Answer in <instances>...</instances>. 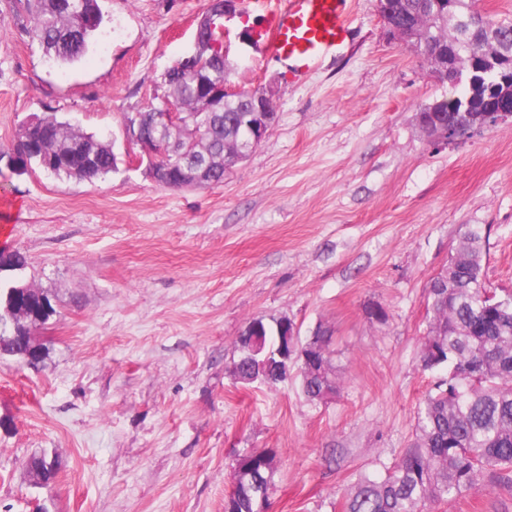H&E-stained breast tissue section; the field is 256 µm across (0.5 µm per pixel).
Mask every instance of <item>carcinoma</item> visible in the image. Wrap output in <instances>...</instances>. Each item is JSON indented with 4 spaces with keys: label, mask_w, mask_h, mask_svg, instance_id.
I'll return each mask as SVG.
<instances>
[{
    "label": "carcinoma",
    "mask_w": 512,
    "mask_h": 512,
    "mask_svg": "<svg viewBox=\"0 0 512 512\" xmlns=\"http://www.w3.org/2000/svg\"><path fill=\"white\" fill-rule=\"evenodd\" d=\"M398 10L400 38L435 55L457 46L465 67L478 56L512 55V31L473 9V0H456L453 14L463 23L439 22L434 0H393ZM30 22L24 33L55 62L68 64L86 52L89 40L103 22L98 0H26ZM453 34H448V31ZM470 94L460 89L454 98H443L419 107L422 117L445 123ZM206 96L190 70L170 80L166 102L179 112L204 111ZM204 133L209 140L210 169L215 184L224 182V159L237 155L247 136V113L239 95H229L225 111L215 112ZM188 136L176 124L163 132L161 142H177L186 153ZM6 169L25 174L39 167L58 177L92 180L116 169L117 156L110 143L73 128L55 116H44L26 125L0 161ZM148 166L164 170L160 185L183 187V169L173 164L168 149L160 148ZM483 237L470 228L448 257V279L433 277L428 286L431 313L420 342L423 369L443 376L419 404L413 439L399 461L383 478L362 474L342 496V512H426L431 504L462 496L479 481L492 478L512 484V292L501 294L483 278ZM28 260L11 265V278L0 283V292L24 283ZM316 356L323 372L311 369L297 375L304 395L321 401L327 389L337 391V376L324 334L301 346ZM275 472L273 451L246 452L236 460L232 512H260L268 504V490Z\"/></svg>",
    "instance_id": "carcinoma-1"
}]
</instances>
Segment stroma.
Listing matches in <instances>:
<instances>
[{
  "label": "stroma",
  "instance_id": "1",
  "mask_svg": "<svg viewBox=\"0 0 512 512\" xmlns=\"http://www.w3.org/2000/svg\"><path fill=\"white\" fill-rule=\"evenodd\" d=\"M99 4L86 55L62 66L23 35V0H0V151L53 114L119 157L91 181L0 176V249L27 254L25 280L56 309L39 367L0 362V512H224L238 454L267 449L268 512H341L343 489L413 438L436 379L419 361L427 287L469 227L487 239L488 287L512 289V126L431 145L415 113L457 89L388 37L376 0H350L349 44L300 81L245 0L224 21L229 83L269 90L275 125L223 184L165 188L124 118L192 50L208 0ZM254 316L288 318L305 342L326 332L338 392L236 383ZM39 451L61 465L50 490L24 476ZM433 512H512V486Z\"/></svg>",
  "mask_w": 512,
  "mask_h": 512
}]
</instances>
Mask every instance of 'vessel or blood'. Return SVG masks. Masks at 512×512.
I'll return each mask as SVG.
<instances>
[{
    "label": "vessel or blood",
    "instance_id": "obj_1",
    "mask_svg": "<svg viewBox=\"0 0 512 512\" xmlns=\"http://www.w3.org/2000/svg\"><path fill=\"white\" fill-rule=\"evenodd\" d=\"M268 50L298 76L336 55L351 36L347 0H272L264 31Z\"/></svg>",
    "mask_w": 512,
    "mask_h": 512
}]
</instances>
